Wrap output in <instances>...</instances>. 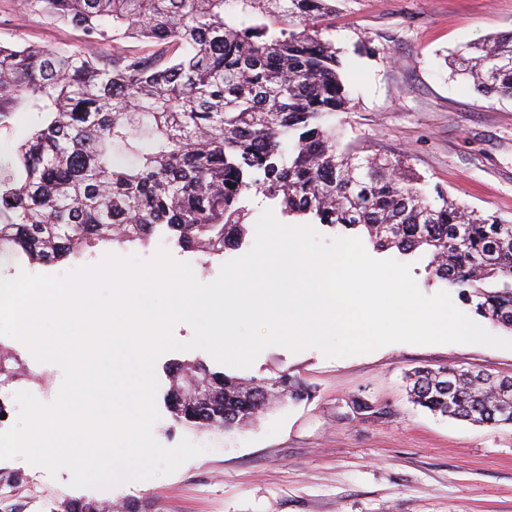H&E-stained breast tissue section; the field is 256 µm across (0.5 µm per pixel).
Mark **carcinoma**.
<instances>
[{
  "label": "carcinoma",
  "mask_w": 512,
  "mask_h": 512,
  "mask_svg": "<svg viewBox=\"0 0 512 512\" xmlns=\"http://www.w3.org/2000/svg\"><path fill=\"white\" fill-rule=\"evenodd\" d=\"M332 0H25L54 24L112 44L103 64L67 47L0 44V128L17 110L33 126L0 163V260L48 266L96 244L146 246L157 229L200 256L224 258L247 233L250 191L286 217L357 230L380 251L427 257V281L512 331V223L476 214L363 155L328 120L347 109L342 62L324 38ZM133 38L145 49H125ZM452 65L485 97H512V33ZM23 363L0 349V388ZM187 373L209 402L179 398ZM167 403L195 430L257 419L268 379L187 361ZM286 397L308 389L284 373ZM413 403L445 417L512 425V383L446 367L407 375Z\"/></svg>",
  "instance_id": "1"
}]
</instances>
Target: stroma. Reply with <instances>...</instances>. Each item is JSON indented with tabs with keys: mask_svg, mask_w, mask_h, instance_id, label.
<instances>
[{
	"mask_svg": "<svg viewBox=\"0 0 512 512\" xmlns=\"http://www.w3.org/2000/svg\"><path fill=\"white\" fill-rule=\"evenodd\" d=\"M325 33L341 52L350 108L335 119L343 140L364 154L402 159L427 197L449 200L512 221V99H487L452 75L459 45L512 32V0H336ZM0 43L69 47L105 59L111 46L87 43L81 31L32 14L23 0H0ZM166 249L214 280L220 263L202 269L197 254L157 236L145 247L97 244L78 258L45 267L12 264L20 273L62 275L109 253L150 259ZM26 372L0 390L8 416L14 395L51 402L63 372L35 361L19 340L0 336ZM197 359L242 378L288 373L309 399L280 405L239 430L194 431L175 424L165 394L171 364ZM453 366L512 378V350L481 344L392 343L339 358L308 348H265L251 367H220L202 350L173 351L155 367L159 417L152 427L165 447L182 439L202 446L176 472L110 488H74L71 474H49L23 457L0 462L21 476L0 487V512H61L69 500H92L110 512L126 500L144 512H512V426H478L414 406L405 374ZM44 372L38 389L32 372ZM371 404L356 412L353 401Z\"/></svg>",
	"mask_w": 512,
	"mask_h": 512,
	"instance_id": "stroma-1",
	"label": "stroma"
}]
</instances>
